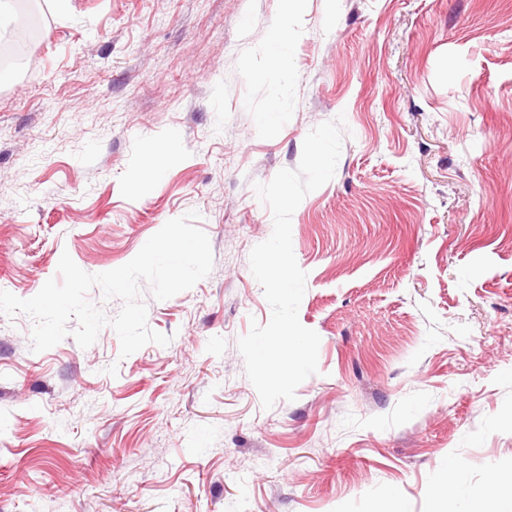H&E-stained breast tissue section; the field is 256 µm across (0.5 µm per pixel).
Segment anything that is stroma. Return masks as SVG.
Masks as SVG:
<instances>
[{
	"mask_svg": "<svg viewBox=\"0 0 512 512\" xmlns=\"http://www.w3.org/2000/svg\"><path fill=\"white\" fill-rule=\"evenodd\" d=\"M29 0L0 72V290L33 297L62 253L91 274L198 212L214 263L111 328L31 349L0 314V512H438L512 495V0ZM344 115L334 177L292 245L318 372L272 409L237 340L271 308L254 191Z\"/></svg>",
	"mask_w": 512,
	"mask_h": 512,
	"instance_id": "obj_1",
	"label": "stroma"
}]
</instances>
